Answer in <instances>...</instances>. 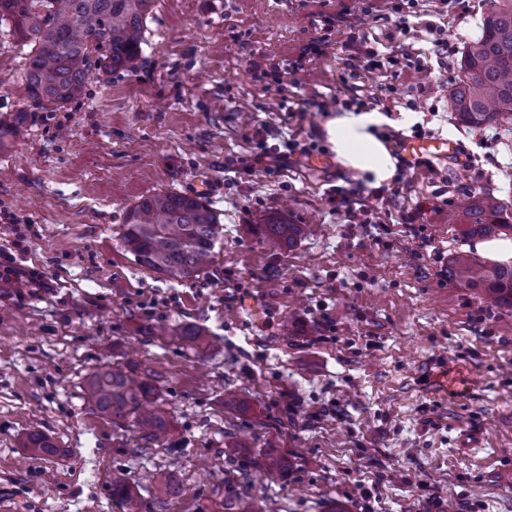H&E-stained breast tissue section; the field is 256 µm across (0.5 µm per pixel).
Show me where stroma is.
I'll return each mask as SVG.
<instances>
[{
	"label": "stroma",
	"instance_id": "1",
	"mask_svg": "<svg viewBox=\"0 0 512 512\" xmlns=\"http://www.w3.org/2000/svg\"><path fill=\"white\" fill-rule=\"evenodd\" d=\"M393 0H155L130 71L91 79L53 110L21 96L27 50L0 25V120L25 111L0 148V501L16 512H512V307L488 306L443 272L469 197L512 203V124L468 127L448 107L463 47L489 0H416L400 33ZM442 28L435 51L427 25ZM368 44L409 54L371 72ZM321 44L314 54L312 44ZM294 63L280 75L272 63ZM374 110L401 139L444 138L447 160H396L381 190L355 179L324 132ZM313 154H276L279 132ZM373 197L371 221L332 192ZM174 191L224 222L209 273L173 283L119 244L128 209ZM280 213L309 232L294 248L258 225ZM26 227V251L12 225ZM198 327L190 345L157 327ZM160 366L172 432L143 444L95 414L84 379L103 362ZM477 427L486 447L462 454ZM32 431L60 455L22 448ZM283 459L274 483L258 468ZM122 473L134 495H112ZM164 473L177 498L159 493Z\"/></svg>",
	"mask_w": 512,
	"mask_h": 512
}]
</instances>
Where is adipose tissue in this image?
I'll return each instance as SVG.
<instances>
[{"instance_id": "ef3b65f1", "label": "adipose tissue", "mask_w": 512, "mask_h": 512, "mask_svg": "<svg viewBox=\"0 0 512 512\" xmlns=\"http://www.w3.org/2000/svg\"><path fill=\"white\" fill-rule=\"evenodd\" d=\"M386 122L384 115L370 111L337 115L325 124L337 161L374 187L389 183L396 174L395 159L379 135Z\"/></svg>"}]
</instances>
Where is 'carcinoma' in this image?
I'll return each mask as SVG.
<instances>
[{
    "mask_svg": "<svg viewBox=\"0 0 512 512\" xmlns=\"http://www.w3.org/2000/svg\"><path fill=\"white\" fill-rule=\"evenodd\" d=\"M153 0H0V23L9 22L18 42L30 47L25 74L28 98L52 108L78 97L94 70H131L142 51V32ZM480 35L467 44L460 74L448 89V102L463 125L482 127L512 123V0H491ZM104 51L90 62V45ZM260 229L279 246H293L306 225L290 224L268 214ZM512 232V209L500 199L479 195L461 215L465 240H486ZM224 235L220 214L200 196L162 191L142 198L127 212L120 233L122 248L142 266L173 281L198 277L213 264L216 244ZM448 281L479 291L495 305H512V266H489L464 252L448 259ZM190 343L205 340L204 330L163 329ZM130 370L104 363L88 374L85 395L91 408L114 422L130 421L145 442L171 432L168 412L151 383ZM22 447L40 456L60 453L41 432H30ZM112 496L132 500L121 473L112 476Z\"/></svg>",
    "mask_w": 512,
    "mask_h": 512,
    "instance_id": "obj_1",
    "label": "carcinoma"
}]
</instances>
